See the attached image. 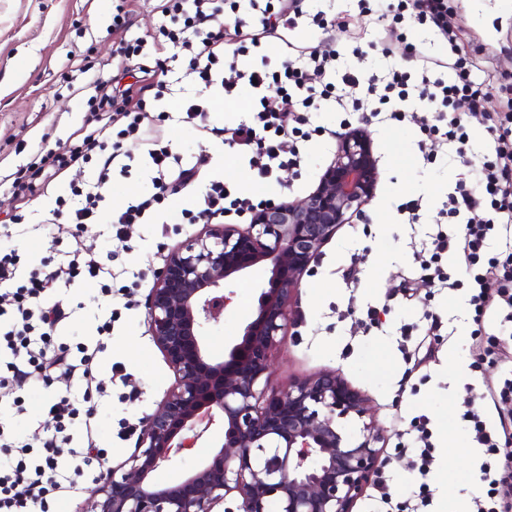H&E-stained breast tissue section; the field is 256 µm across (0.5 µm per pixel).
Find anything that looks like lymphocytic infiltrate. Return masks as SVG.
<instances>
[{
  "instance_id": "lymphocytic-infiltrate-1",
  "label": "lymphocytic infiltrate",
  "mask_w": 512,
  "mask_h": 512,
  "mask_svg": "<svg viewBox=\"0 0 512 512\" xmlns=\"http://www.w3.org/2000/svg\"><path fill=\"white\" fill-rule=\"evenodd\" d=\"M248 13L239 16L238 0H158L162 16L159 39H135L119 47L120 58L109 67L87 71L77 91L88 96L96 111L54 152L43 156L29 176L27 188L47 192L68 168L93 164L94 178L56 196L44 221L69 224L73 231L64 249L39 268L22 270L18 250L0 251V512H31L32 506L49 508L60 496H78L92 490L102 476L104 451L93 439L96 407L109 392L92 373L95 357L106 351L111 321L97 325L94 343L59 341L70 317L60 288L73 281L98 283L104 295L112 293L116 274L111 264L83 248L88 225L106 224L122 235L130 224H155L167 200L192 194L191 207L180 216L191 223L213 224L225 214H250L251 198L233 193L223 179L212 178L202 163L182 162L165 144L152 119L175 97L164 64L186 61L185 79L195 82L192 94L179 100L181 118L201 123L203 132L234 149L251 171L271 178L286 166L301 165L304 144L321 134L314 125L316 112L343 110L347 103L341 87L358 88L359 109L387 121L409 122L426 137L440 139L450 159L464 161L470 136L468 112L483 108L501 86L496 69L485 57L468 53L463 34L448 0H356L370 24L384 20L402 23L406 16L433 30L448 53L438 57L409 43L400 63L380 74L359 66L343 65L339 52L323 53L302 47L280 68L270 66L267 48L287 42L296 30L330 32L346 25L348 11L327 14L304 8L303 0H248ZM233 14L232 30H225V14ZM256 57L250 67L238 64L241 55ZM324 77L314 86L309 73ZM249 89L255 102L250 119L231 126L205 121L211 99L234 98ZM276 89L279 102L267 104L266 92ZM426 102L425 112L407 111L409 97ZM491 135L487 157L472 177L459 179L438 213L428 248L415 256L425 284L454 289L459 282L446 272L445 254L461 256L469 270L468 304L475 319H483L489 306L504 310L512 324V113H487ZM144 141L141 158L122 151L125 138ZM144 164L152 173V190L132 197L118 210L109 209L107 190L115 174H127ZM505 240L507 255L488 253L493 238ZM79 379L77 389L53 394L47 405L55 425L42 447L32 448L12 428L14 415L23 414L14 382L30 378L51 388L59 375ZM481 406L469 407L459 420L480 450L479 472L485 494L474 498V512H512V476L497 460L503 437L512 431V376L501 387L484 391Z\"/></svg>"
}]
</instances>
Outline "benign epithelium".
<instances>
[{
  "instance_id": "7a95c632",
  "label": "benign epithelium",
  "mask_w": 512,
  "mask_h": 512,
  "mask_svg": "<svg viewBox=\"0 0 512 512\" xmlns=\"http://www.w3.org/2000/svg\"><path fill=\"white\" fill-rule=\"evenodd\" d=\"M379 181L365 127H349L306 197L270 203L242 229L211 224L164 259L146 301L151 338L176 385L146 416L133 453L106 469L90 512H352L378 469L382 430L363 423L354 444L338 420L368 415L366 399L337 371L268 387L272 349L298 319L303 275L344 224L363 213ZM254 312L241 338L213 356L205 336L255 267ZM205 441L214 449L170 485L152 474Z\"/></svg>"
}]
</instances>
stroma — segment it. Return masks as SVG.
<instances>
[{
    "mask_svg": "<svg viewBox=\"0 0 512 512\" xmlns=\"http://www.w3.org/2000/svg\"><path fill=\"white\" fill-rule=\"evenodd\" d=\"M116 4L117 0H0V176L26 168L37 152L53 148L92 120L86 96L72 95L67 85L74 63L95 66L115 56L121 37L112 31ZM448 6L474 45L490 53L498 73L512 77V0H448ZM383 37L392 49L391 58L383 57L382 45L367 47L365 67L380 71L387 60H400L407 40L437 45L434 35L416 23L385 30ZM507 99V93L495 94L484 113L468 115L470 142L463 166L449 164L445 145L422 138L413 124L369 121L380 179L374 198L364 208L366 219L343 225L312 262L311 273L301 282L299 318L271 352L272 388L284 390L294 380L338 371L366 397L374 423L385 428L379 482L367 487L352 512H379L382 483L388 485L396 504L418 492L424 481L411 467V443L414 419L420 415L428 418L436 441L435 464L425 480L433 491V512H446L460 499L472 503L485 491L472 476L479 451L457 417L472 394L500 381L501 353L512 351V337L501 335L488 315L478 325L481 336L471 338L477 325L464 290L420 285L414 252L429 243L448 190L467 168L481 165L489 138L484 114L505 111ZM164 131L185 162L206 156L212 174L238 194L275 202L311 193L336 148L334 140L313 138L296 177L282 170L276 179L264 181L234 158L232 149L202 139L177 112H170ZM418 196L425 206L421 223H402L398 206ZM20 205L40 228L23 237L0 236V248H17L38 259L53 255L66 227L43 223L49 199L0 188V219ZM200 230L197 224H134L118 238L106 227L93 225L85 234L88 249L101 256L114 255L125 264L127 274L113 280L112 286L123 289L132 301L113 324L111 347L93 363L96 381L112 388V400L100 410L94 435L97 444L107 449L110 464L129 457L144 417L175 383L150 336L144 302L166 255ZM260 279L257 273L243 278L233 303L211 327L206 345L214 355H223L238 341L253 311ZM408 283L417 287L410 301L402 298ZM67 297L74 312L62 339L71 344L91 340L97 320L110 313L108 297L80 280L70 285ZM374 308L380 311L381 325L365 328L362 320ZM431 313L442 321L435 334L428 331ZM404 326L411 331L405 339L400 336ZM421 342L431 345L434 356L417 365L402 350ZM116 363L126 380L114 379ZM17 393L27 412L16 418L15 429L30 447H41L54 426L44 412L50 393L29 380L18 385Z\"/></svg>",
    "mask_w": 512,
    "mask_h": 512,
    "instance_id": "1",
    "label": "stroma"
}]
</instances>
